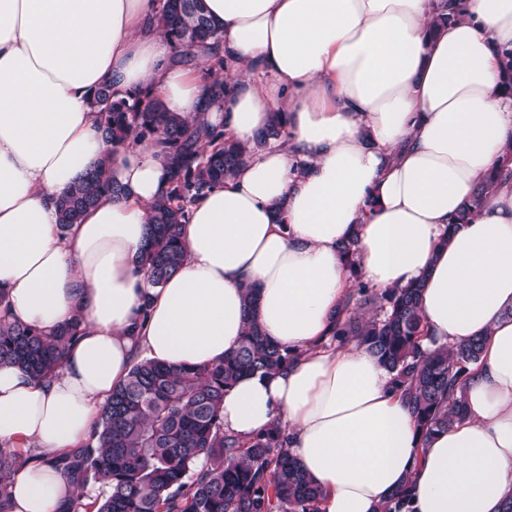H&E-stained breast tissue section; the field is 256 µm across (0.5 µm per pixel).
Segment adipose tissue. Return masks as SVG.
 <instances>
[{"label": "adipose tissue", "instance_id": "1", "mask_svg": "<svg viewBox=\"0 0 512 512\" xmlns=\"http://www.w3.org/2000/svg\"><path fill=\"white\" fill-rule=\"evenodd\" d=\"M232 70L205 95L208 56L177 63L155 0H0V292L7 321L80 331L50 379L0 362V444L31 451L11 512H63L78 493L53 456L82 447L138 358L223 361L254 288L265 336L294 360L224 394V430L280 425L322 512H376L409 486L414 512H499L512 497V183L448 226L512 145V0H204ZM151 91L168 112L223 123L248 163L190 209L186 258L147 289L150 206L169 187L152 144L118 153L103 197L66 233L56 200L104 154L90 101ZM287 142L256 147L272 113ZM356 239L353 262L339 252ZM359 278L421 281L424 348L481 339L465 419L422 438L393 375L336 320ZM153 296L143 307L144 292Z\"/></svg>", "mask_w": 512, "mask_h": 512}]
</instances>
